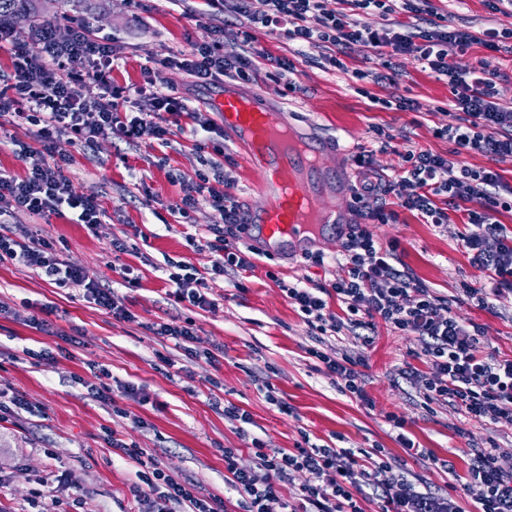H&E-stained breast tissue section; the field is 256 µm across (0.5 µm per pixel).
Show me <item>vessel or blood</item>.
<instances>
[{"mask_svg":"<svg viewBox=\"0 0 512 512\" xmlns=\"http://www.w3.org/2000/svg\"><path fill=\"white\" fill-rule=\"evenodd\" d=\"M271 96L262 87L241 93L228 81L215 106L224 114L225 129L245 147L244 160L259 173L257 189L266 199L263 209L246 213V237L260 242L267 252L289 255L311 242L306 208L319 194L313 160L323 157L325 149L319 141L306 138L303 151L283 155L274 139L282 122L269 107Z\"/></svg>","mask_w":512,"mask_h":512,"instance_id":"1","label":"vessel or blood"}]
</instances>
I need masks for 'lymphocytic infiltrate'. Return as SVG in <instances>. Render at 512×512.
Wrapping results in <instances>:
<instances>
[{
    "instance_id": "obj_1",
    "label": "lymphocytic infiltrate",
    "mask_w": 512,
    "mask_h": 512,
    "mask_svg": "<svg viewBox=\"0 0 512 512\" xmlns=\"http://www.w3.org/2000/svg\"><path fill=\"white\" fill-rule=\"evenodd\" d=\"M202 2L213 14L246 16L251 27L244 30L243 40L248 44L254 41L253 28L258 25L283 30L287 40L299 47L327 49L329 64L342 72L348 70L343 55L351 46L362 45L381 62L383 72L376 77L380 83H395V60L402 55L414 56L424 68L447 78L453 94L449 120L434 133L452 148L445 155L407 151L400 205L426 223L441 225L447 223L449 209L467 202V229L460 236V246L472 266L483 273L484 284L463 285L459 296L449 300L396 269L397 242L381 245L369 230L370 225L389 224L397 217L385 201L392 183L372 169L363 152L354 158L358 179L352 194L360 221L348 227L336 278L319 287L281 278L276 284L319 334L347 330L367 339L382 324L399 335L416 337L419 346L409 352L414 363L405 374L425 404H448L467 421L481 425L512 419V355L487 350L481 325L455 311L467 302L490 310L502 292H512V234L497 219L499 212L512 210V187L504 186L496 169L497 164L512 161V107L496 101L486 62L463 71L449 61L446 50L451 42L466 47L478 41L494 50L500 41L512 39V28L487 29L478 36L449 26L444 17L424 27L416 25L415 17L428 12L429 0H336L332 9L327 8V0ZM369 11L388 16V27L373 29L358 23V15ZM116 58L112 44L86 26L75 25L70 36L61 39L52 21L44 22L33 48H12V71L0 90V117L9 115L33 127L41 148L21 153L27 164L24 175L0 170V261L8 259L30 268L57 286L83 289L95 305L127 320L131 314L111 287L89 280L38 234L16 235L8 217L21 212L60 216L68 210L77 223L95 229L104 210L98 200L74 192L67 175L70 157L52 150L58 138L83 147L115 134L131 141L145 137L163 141L170 133L158 122L164 114L176 123L190 117L194 125L211 131L208 117L191 111L186 98L165 90L163 69L185 70L198 84L207 85L227 77L253 81L261 67L259 60L249 56L226 57L215 31L193 42L188 51L145 68L142 84L132 90L113 84ZM129 102L135 103L136 110L127 114L123 108ZM465 152L487 157L489 166L459 164ZM182 184L183 195L173 206L181 217H188L205 199L223 210L225 224L238 223L240 204L225 191L223 179L201 174L183 179ZM212 233L206 246L215 259L208 273L183 262L169 272L174 286L169 298L174 303L213 308L215 302L206 293L209 281L253 269L254 247L234 245L225 238L223 227L213 228ZM332 297L343 306L342 319L326 317ZM308 353L321 363L324 375L339 381L342 392L373 409L362 385L364 359L315 347ZM424 363L430 365V372L421 371ZM251 444L256 464L249 470L238 467L235 449L224 451V482L238 494L242 512H364L361 502L368 496L379 500L381 512H463L457 501L461 493L475 494L477 512H512V472L500 466L504 451L494 444L472 447L465 481L449 484L444 494L420 491L407 475L394 473L380 448L369 452L308 443L271 456L259 439ZM111 445L141 467V484L130 488L136 512H224L221 498L201 495L192 480L169 474L156 455L147 454L136 443L115 437ZM292 470L316 474L318 481L302 485L294 496L285 498L279 484Z\"/></svg>"
}]
</instances>
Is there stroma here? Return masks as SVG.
Masks as SVG:
<instances>
[{"instance_id": "stroma-1", "label": "stroma", "mask_w": 512, "mask_h": 512, "mask_svg": "<svg viewBox=\"0 0 512 512\" xmlns=\"http://www.w3.org/2000/svg\"><path fill=\"white\" fill-rule=\"evenodd\" d=\"M44 20L57 22V35L67 38L69 28L58 18L68 13L98 36L111 40L119 56L114 79L122 86H138L149 58L173 56L191 42L218 28L224 54L258 53L288 61L295 91L276 93L273 104L283 121L317 138L335 136L344 129L355 146L372 150L375 170L391 180L403 174L406 150L427 149L446 154L448 140L435 136L444 123L442 109L453 95L446 78L424 70L411 57L399 58L396 84L374 82L378 59L355 45L345 62L347 72L330 67L324 49L295 53V45L282 32L256 30L252 44H244L241 31L247 19L225 21L199 8V0H39ZM449 25L479 33L488 28H512V16L494 13L485 0H432ZM448 58L466 69L486 61L496 70L495 90L500 102L512 104V47L493 51L479 44L462 48L449 45ZM365 71L364 80L350 76ZM165 85L188 100L190 109L205 113L219 126L204 148H196L192 121L182 118L181 130L168 142L143 139L128 142L120 136L81 149L71 140L56 141L54 152L72 157L70 178L76 193L97 198L105 211L101 224L87 230L72 216L40 218L23 213L10 218L15 233L34 230L61 249L64 257L91 280L112 283L114 295L131 313L119 320L84 297L82 290L60 288L31 269L0 262V394L20 397L25 409L0 414V512H134L129 488L137 483L136 464L118 457L108 442L109 431L159 455L171 474L194 480L203 495L223 499L227 512H239L237 496L224 485V451L236 449L240 467L254 465L252 438H259L267 454L294 448L302 438L334 448H383L396 463L417 476L418 489L447 490L455 476H466L469 448L459 434L469 428L480 446L497 443L507 454L501 460L512 471V421L467 426L451 406L424 408L415 385L401 376L416 348L412 336H400L378 326L372 345L348 331L316 341L299 312L267 271L285 280L303 279L308 286L330 283L337 274L334 259L343 249L341 235L327 233L315 240L311 251L325 254L324 266H315L302 254L254 256L255 268L241 280L220 279L211 285L213 309L171 305L167 261H183L199 272L210 268L214 255L199 245L210 228L222 226L224 214L210 203L196 205L185 223H178L171 206L182 196L171 176L192 177L219 168L227 190L246 209H261L266 200L255 186L243 151L231 133L223 131L224 118L210 98L215 89L196 85L193 77L175 68L164 72ZM401 96L413 109H374L370 96ZM384 128L391 145L381 148L375 128ZM36 146L28 127L14 125L11 116L0 118V169L23 174L18 158L21 145ZM388 203L397 206L392 224H374L370 230L380 243H399V269L410 273L438 295H458L462 284H479L483 274L472 267L460 248L465 230L463 210L449 209L442 226L424 223L399 208L398 193ZM124 240L128 250L114 255L113 239ZM138 268L137 286L124 287L118 263ZM53 307L48 317L52 333L33 328V308ZM486 311L468 302L458 306L460 316L483 327L488 350L512 355V292L502 293ZM193 321L196 357H186L174 340L156 336L154 322L170 318ZM324 349L363 357L365 389L373 400L366 410L333 379L318 369L308 349ZM53 353V361H39L35 352ZM214 359H207V352ZM112 375L113 403L90 397L88 387L98 385L101 369ZM271 382L290 408L281 413L270 404L262 388ZM231 403L250 416L247 425L225 417ZM405 418L404 433L416 446L452 463V470L434 469L417 456H409L396 440L386 414ZM65 475L68 487L48 497L45 481Z\"/></svg>"}]
</instances>
